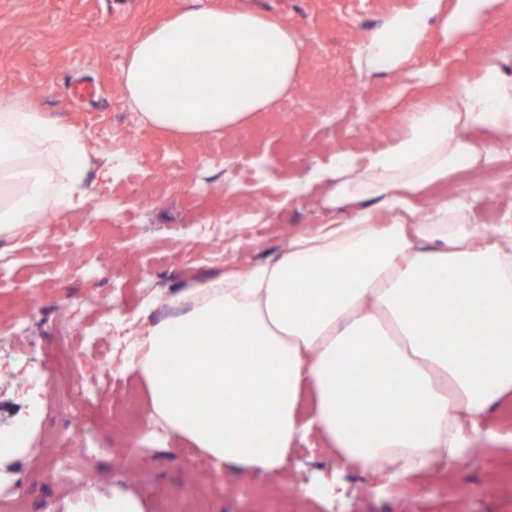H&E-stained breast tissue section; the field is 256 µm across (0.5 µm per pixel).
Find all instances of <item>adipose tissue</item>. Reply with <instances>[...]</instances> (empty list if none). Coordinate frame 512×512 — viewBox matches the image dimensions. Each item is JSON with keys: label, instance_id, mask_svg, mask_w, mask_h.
<instances>
[{"label": "adipose tissue", "instance_id": "obj_1", "mask_svg": "<svg viewBox=\"0 0 512 512\" xmlns=\"http://www.w3.org/2000/svg\"><path fill=\"white\" fill-rule=\"evenodd\" d=\"M442 4L391 8L358 59L398 70L432 29H471L499 0H454L447 14ZM303 49L284 19L202 6L138 39L120 82L151 128L220 134L287 96ZM479 131L496 141L476 139ZM84 152L79 132L0 99V229L49 223L43 194L51 206L72 205L82 169L58 182L48 161ZM510 155L512 79L489 61L455 92L414 102L385 147L340 151L316 167L315 180L336 181L328 204L352 218L293 238L275 264L182 292L187 310L146 337L172 368L139 362L154 414L216 464L266 474L314 431L344 465L402 477L512 444L489 419L512 398V231L489 237L462 194L418 201L463 169ZM379 202L391 223H378Z\"/></svg>", "mask_w": 512, "mask_h": 512}]
</instances>
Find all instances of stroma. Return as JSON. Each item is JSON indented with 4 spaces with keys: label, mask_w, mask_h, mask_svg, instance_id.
I'll return each mask as SVG.
<instances>
[{
    "label": "stroma",
    "mask_w": 512,
    "mask_h": 512,
    "mask_svg": "<svg viewBox=\"0 0 512 512\" xmlns=\"http://www.w3.org/2000/svg\"><path fill=\"white\" fill-rule=\"evenodd\" d=\"M209 2L284 18L301 33L304 60L301 81L270 111L256 113L243 126L250 133L242 173L200 169V154L225 156L240 132L201 140L139 125L144 145L139 165L120 170L112 163L107 137L124 130L130 106L120 71L134 43L154 24L179 11ZM412 0H0V83L7 96L34 104L59 124L83 136L87 160L56 161L58 181L70 167L84 165L76 209L55 208V222L84 225L82 246L102 269L99 276L76 271L57 276L68 253L64 241L39 224L0 236V253L9 266L0 278V352L25 342L31 357L24 368L0 370V431L23 412L18 390L23 379L54 376L64 383L57 364L68 344H81L90 355L88 368L98 374L100 389L86 411L83 435L94 448L91 466L100 495H122L138 512H158L162 493L172 497L174 512H512V450H477L465 468H438L426 479H388L342 466L319 436L299 445L282 473H242L213 465L193 468L198 451L168 435L156 424L135 433L134 420L150 414L146 381L140 370H124L125 359L138 354L147 327L160 318L158 300H172L195 284L258 265L277 262L290 238L309 235L324 223L345 220L327 207L331 180L312 181L316 163L334 160L341 148L363 153L387 144L401 128L402 116L417 99L446 95L504 41H512V0H501L494 18L478 32L453 38L434 33L414 61L391 73L359 70L356 50L393 6ZM426 67L434 82H420ZM96 87L90 100L73 97L74 82ZM358 87L344 94V84ZM387 106L375 110L378 101ZM182 159L184 185L166 188L163 174L170 154ZM480 182L467 198L478 223L498 233L512 218V157L461 176V184ZM157 190L148 207L133 206L113 217L131 183ZM292 183L302 191L289 192ZM269 195L270 207L258 234L248 226L225 235L221 246L196 235L198 224L223 216L251 196ZM41 307L27 311L28 293ZM116 293L115 324L127 328V342H85L80 335L57 336L53 322L71 306ZM67 419L62 399L50 395L28 423L24 450L0 463V474L23 483L32 505L53 501L62 512H77V498L67 484L46 477L54 451L50 436L60 434Z\"/></svg>",
    "instance_id": "stroma-1"
}]
</instances>
